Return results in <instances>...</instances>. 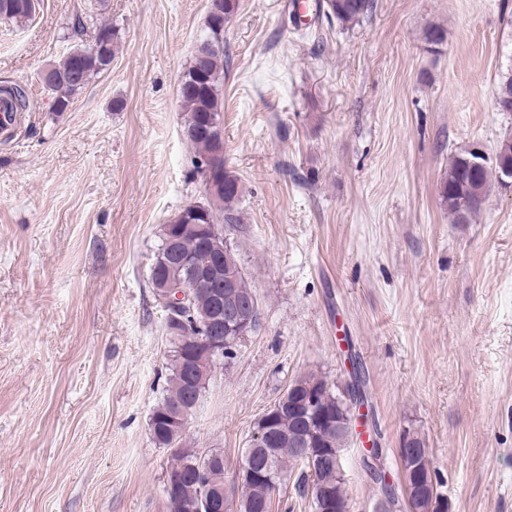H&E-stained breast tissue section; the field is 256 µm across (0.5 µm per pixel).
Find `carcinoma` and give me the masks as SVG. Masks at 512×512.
I'll list each match as a JSON object with an SVG mask.
<instances>
[{"label":"carcinoma","instance_id":"cac0c4a2","mask_svg":"<svg viewBox=\"0 0 512 512\" xmlns=\"http://www.w3.org/2000/svg\"><path fill=\"white\" fill-rule=\"evenodd\" d=\"M220 16L207 18L209 34L203 41L210 45L208 54L199 58L192 56L187 71L179 85V101L186 112L183 127L186 139L195 148V164L209 160L216 172L224 178V191L212 195L211 203L201 211L194 204L185 206L173 223L162 227L161 244L150 267V282L172 269L180 258L188 259L196 268L211 266L215 257L222 259L224 268L238 269L232 247L215 248L211 241L214 221L218 220L214 206H220L224 222L238 223L234 214L235 205L242 194L239 177L224 167V145L221 130V82L224 78V19L232 16L237 0H220ZM372 8L371 0H323L322 10L328 23L341 26L359 21ZM35 10L34 0H0V20L23 23ZM115 33L112 25L100 26L95 38L97 51L93 55L83 54L84 48L70 51L44 76V82L55 94L54 111L64 112L71 97L82 90L89 79L106 70L112 63ZM0 100L9 112H24L28 101L24 90L16 85L0 86ZM496 102L501 112H512V76L503 80L497 91ZM485 164L473 166V150L458 154L449 161L448 173L442 186V198L448 205V214L457 224H468L482 209L491 179L501 180L499 161L512 162V138L502 140ZM177 240V250L169 252L167 242ZM224 306L252 305L253 326H259V300L244 275H239L228 292L222 293ZM166 335L174 345L169 387L154 407L149 419V432L155 445L170 451L166 474L179 478L177 494L184 505V512H207L206 502L224 491V457L217 450L200 452L188 445L186 435L171 424L177 407L194 412L199 405L211 378L213 364L197 366L193 356L197 339L203 335L200 327L190 318L175 321L170 315L164 317ZM306 386L317 391V410L341 413L344 404L339 395V385L327 376L308 372L298 377ZM276 438L252 450L244 449L238 476L239 512H252V506L262 505L271 512L280 478L293 481L301 498L308 496V481L331 487L340 503V512H349V497L343 471L331 461H326L314 474H309L307 461L301 457L297 447L298 423L286 414L275 416ZM325 447L331 449L330 456L342 457L350 439L336 431L323 438ZM259 468L268 473L270 479L254 480L247 469Z\"/></svg>","mask_w":512,"mask_h":512}]
</instances>
